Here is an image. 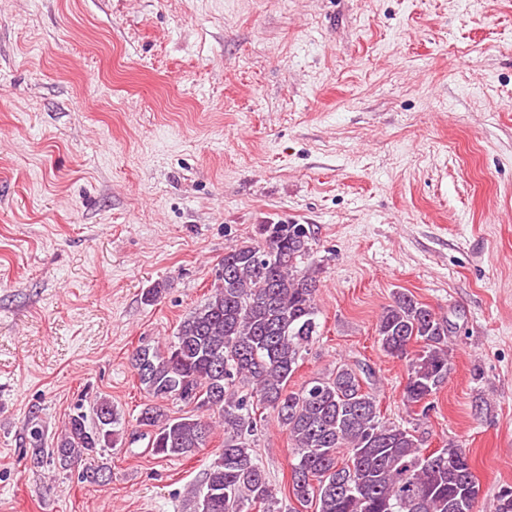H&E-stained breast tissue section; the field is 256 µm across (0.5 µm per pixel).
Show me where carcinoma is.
I'll use <instances>...</instances> for the list:
<instances>
[{
    "label": "carcinoma",
    "mask_w": 512,
    "mask_h": 512,
    "mask_svg": "<svg viewBox=\"0 0 512 512\" xmlns=\"http://www.w3.org/2000/svg\"><path fill=\"white\" fill-rule=\"evenodd\" d=\"M259 235L225 249L207 298L166 348L141 346L131 356L148 395L136 424L152 455L182 458L206 447L213 429L206 411L224 427L219 457L191 490L193 512H277L250 441L260 409L292 442V494L315 512H460L462 502L480 512L469 450L450 441L426 454L415 430L381 417L376 397L362 389L363 369L341 363L288 386L319 335L317 279L301 267L312 236L303 224L283 223L262 224ZM376 332L383 352L405 361L403 401L427 415L452 369L448 321L399 291ZM413 343L419 349L411 353ZM171 402L202 414L173 416ZM121 421L112 401L97 400L92 418L68 417L50 458L70 466L103 454L122 438ZM495 512H512V485L497 492Z\"/></svg>",
    "instance_id": "1"
}]
</instances>
